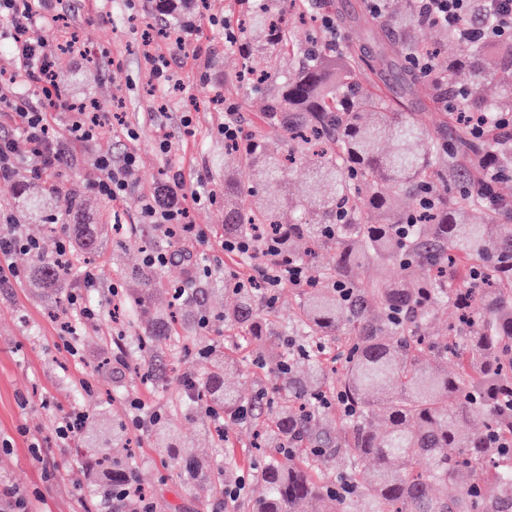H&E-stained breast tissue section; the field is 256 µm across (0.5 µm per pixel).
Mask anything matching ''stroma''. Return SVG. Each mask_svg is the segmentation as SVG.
I'll use <instances>...</instances> for the list:
<instances>
[{
  "instance_id": "1",
  "label": "stroma",
  "mask_w": 512,
  "mask_h": 512,
  "mask_svg": "<svg viewBox=\"0 0 512 512\" xmlns=\"http://www.w3.org/2000/svg\"><path fill=\"white\" fill-rule=\"evenodd\" d=\"M335 3L345 19L341 40L364 55L373 54L361 24L368 12L366 0ZM243 9L240 0H210L204 16L193 17L194 32L187 38L185 57L174 69L172 81L165 83L153 77L146 57L168 55L167 41L158 37L151 45L143 43L148 25L156 21L153 0H70L67 22L45 34L57 47L53 60L62 99L92 100L105 111L118 109L123 114L122 123L103 126L92 143L75 145L81 158L78 165L41 180V187L56 189L49 209L68 216L71 198L77 195L87 205V222L109 224L118 217L126 234L122 242H110L95 256L97 289L81 290V268L69 275L67 293L81 294L84 302L100 307L102 313L96 321L77 325L75 348L67 350L64 326L71 322L74 309L56 305L54 291L31 287L26 279L38 256H54L57 245L56 240L41 239L37 221L22 216L15 186L31 183L32 174L21 165L11 180L0 181V215L21 219L23 232L40 238L42 245L38 256L25 252L0 256V266L9 269L0 277V512L11 492L26 495L32 512H105L97 492L105 475L92 457L95 449L111 445L112 420L128 419L132 396L146 408L178 413L183 434L213 461L214 475L228 483L241 476L247 479L246 493L220 503L184 478L173 463V452L158 446L151 428L130 430L136 443L134 471L152 494L154 512H251L250 492L266 463L251 448L252 427L225 419V441L216 443L204 430L201 414L184 410L181 401L183 377L198 372L195 348L216 339L232 345L230 331L217 320L204 330L187 329L189 351L166 355L168 361L178 363L180 372L159 388L143 381L132 367L115 364L116 355L127 354L140 325L131 323L123 331L111 319L113 305L128 298L127 273L141 265L143 243L156 250L182 249L192 257L191 262L162 268L164 288L156 298L162 310L175 303L173 286L193 274V259L215 255L219 249L224 222V138L219 128L224 114L206 109L202 100L211 93H230L243 131H250L259 97L233 89L234 68L224 63L229 47L225 28L236 25ZM161 98L167 108L162 116L156 113ZM131 128L137 139H129ZM163 139L171 144L169 152L158 148ZM130 151L139 159L135 173L139 194H150L176 172L183 178L185 192L200 189L213 194V201L189 209V220L204 233V240L185 244L169 239L157 225L141 218L136 197L113 201L90 190V183L110 176L108 170L95 166V155L108 153L117 161ZM73 408L88 414L81 448L61 443L56 435L59 418Z\"/></svg>"
}]
</instances>
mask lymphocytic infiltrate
<instances>
[{
  "mask_svg": "<svg viewBox=\"0 0 512 512\" xmlns=\"http://www.w3.org/2000/svg\"><path fill=\"white\" fill-rule=\"evenodd\" d=\"M429 15L439 23L460 33L462 39L477 43L496 36L512 40V0H424ZM480 9L484 19L475 23L473 9ZM61 0H0V18L9 27L5 33L11 43L16 65L13 70H0V101L10 103L14 110L15 135L0 136V180H9L18 165L27 164L35 178L74 163L69 143H85L93 139L98 129L111 121L94 102L72 107L69 139L61 141L52 127L48 112L59 106L54 87V64L44 38L35 36V29L51 30L63 20ZM40 88L43 96L35 100L25 95V88ZM28 145L26 154L17 151L18 141ZM96 165L111 170L109 180L98 181L94 190L107 198L127 197L132 177L138 168V157L127 153L121 164H113L111 155L101 154ZM200 195H187L181 181H168L152 194L141 197L143 218L163 228L167 237L179 241L193 238L190 224V203H201Z\"/></svg>",
  "mask_w": 512,
  "mask_h": 512,
  "instance_id": "lymphocytic-infiltrate-1",
  "label": "lymphocytic infiltrate"
}]
</instances>
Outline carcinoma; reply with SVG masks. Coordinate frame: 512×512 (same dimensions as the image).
I'll return each mask as SVG.
<instances>
[{"mask_svg": "<svg viewBox=\"0 0 512 512\" xmlns=\"http://www.w3.org/2000/svg\"><path fill=\"white\" fill-rule=\"evenodd\" d=\"M179 16L191 0H158ZM333 0H260L230 36L238 71L266 100L250 133L224 146V236L259 238L255 255L278 242V257L309 269L295 288L292 324L271 303H256L245 263L224 269L235 304L219 313L242 331L232 353L214 344L196 351L200 382L188 402L210 417L232 416L247 402L265 407L266 448H291L262 470L263 493L252 512H512V224L492 204L512 181V140L495 121L512 117V45L460 43L435 22L421 0H384L373 19L388 32L385 47L365 62L320 23ZM430 73L421 72V49ZM266 67L255 74L252 56ZM397 70L399 92L364 83V66ZM461 71L470 81H455ZM424 87L439 115L420 126L404 97ZM484 115L483 133L454 121ZM490 156L504 178L478 196L480 159ZM23 207L56 232L46 194L24 189ZM79 251L103 245L100 230L65 224ZM324 250L334 262L320 267ZM35 284L64 287L63 267L43 258ZM140 314L160 286L158 272L131 273ZM348 292L342 295L337 285ZM453 309L448 333L428 326ZM181 336L160 316L135 337L136 360L154 361ZM272 372V393L243 397L224 382L237 367ZM163 440L175 420L154 424ZM336 458L341 480L313 475V462ZM425 459L426 467L418 466ZM184 475L202 480L206 461L188 454ZM133 472L130 458L112 460V481ZM458 485L454 495L438 488Z\"/></svg>", "mask_w": 512, "mask_h": 512, "instance_id": "cac0c4a2", "label": "carcinoma"}]
</instances>
